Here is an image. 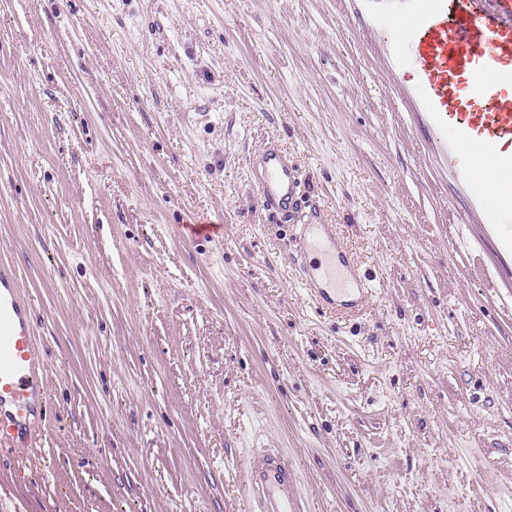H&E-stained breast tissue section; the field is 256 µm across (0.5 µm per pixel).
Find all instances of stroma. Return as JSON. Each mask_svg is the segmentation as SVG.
Instances as JSON below:
<instances>
[{
    "label": "stroma",
    "instance_id": "35a3bbf8",
    "mask_svg": "<svg viewBox=\"0 0 512 512\" xmlns=\"http://www.w3.org/2000/svg\"><path fill=\"white\" fill-rule=\"evenodd\" d=\"M346 0H0V262L49 413L0 512H248L278 448L313 512H512V290L460 243ZM275 142L375 293L306 296L260 205ZM207 218L222 239L189 242Z\"/></svg>",
    "mask_w": 512,
    "mask_h": 512
}]
</instances>
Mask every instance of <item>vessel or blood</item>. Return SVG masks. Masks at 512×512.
<instances>
[{"instance_id":"obj_1","label":"vessel or blood","mask_w":512,"mask_h":512,"mask_svg":"<svg viewBox=\"0 0 512 512\" xmlns=\"http://www.w3.org/2000/svg\"><path fill=\"white\" fill-rule=\"evenodd\" d=\"M382 65L396 77V96L440 180L463 205L478 238L494 243L490 264L502 287L512 288V211L474 189V159L512 171V0H349ZM255 187L263 206L290 214L299 206L297 166L275 147L255 159ZM224 227L183 225L191 241H213ZM309 260L301 280L330 315L348 318L364 308L372 280L341 242L333 224L312 219L302 227ZM45 352L35 334L34 309L14 270L0 266V453L18 454L40 439L49 397ZM250 512H309L295 468L273 448L244 463Z\"/></svg>"}]
</instances>
